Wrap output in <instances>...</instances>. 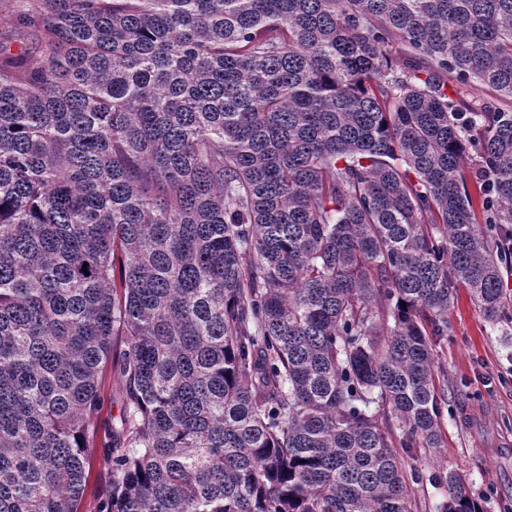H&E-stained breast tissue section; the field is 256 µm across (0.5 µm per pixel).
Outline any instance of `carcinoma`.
<instances>
[{"instance_id":"carcinoma-1","label":"carcinoma","mask_w":512,"mask_h":512,"mask_svg":"<svg viewBox=\"0 0 512 512\" xmlns=\"http://www.w3.org/2000/svg\"><path fill=\"white\" fill-rule=\"evenodd\" d=\"M32 28L0 44V512H82L96 455L94 512H409L378 418L441 447L455 288L506 317L512 109L445 87L512 101V0H27ZM448 96L457 99V96L463 95L468 101L478 102L480 100L496 101L495 96L479 84H469L467 87L459 86L455 81L448 80V87L446 88ZM102 395L105 399L103 417H111L114 426H120L122 411L121 383L114 369L108 368L102 378Z\"/></svg>"}]
</instances>
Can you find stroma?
<instances>
[{"mask_svg": "<svg viewBox=\"0 0 512 512\" xmlns=\"http://www.w3.org/2000/svg\"><path fill=\"white\" fill-rule=\"evenodd\" d=\"M436 370L448 392L443 446L401 448L412 485L411 512H440L448 488L440 476L465 477L486 512H512V323L494 327L457 288L448 309V334L435 346Z\"/></svg>", "mask_w": 512, "mask_h": 512, "instance_id": "stroma-1", "label": "stroma"}]
</instances>
